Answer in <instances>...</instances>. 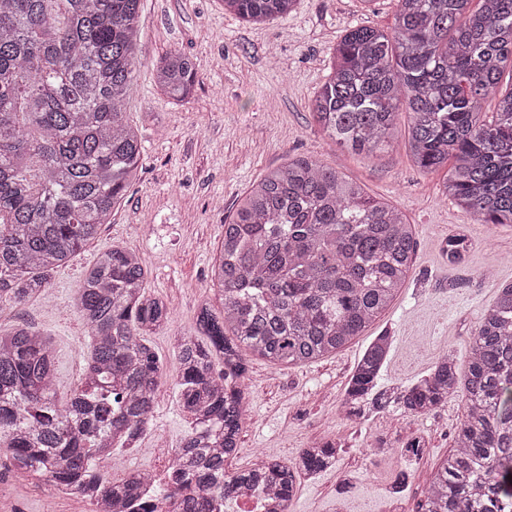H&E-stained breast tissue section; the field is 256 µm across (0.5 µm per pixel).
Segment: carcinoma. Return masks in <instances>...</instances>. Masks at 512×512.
<instances>
[{
  "label": "carcinoma",
  "instance_id": "cac0c4a2",
  "mask_svg": "<svg viewBox=\"0 0 512 512\" xmlns=\"http://www.w3.org/2000/svg\"><path fill=\"white\" fill-rule=\"evenodd\" d=\"M252 23L295 10L298 0H222ZM394 24L358 25L334 48L309 109L342 147L373 152L400 111L412 155L447 169L444 193L484 224H512V0H395ZM140 0H0V311L37 297L50 271L96 239L121 204L143 147L126 120L136 73ZM197 65L170 51L154 79L188 100ZM496 96L494 112L482 103ZM448 237V262L465 258ZM413 225L336 169L299 156L267 171L224 225L212 272L219 309L205 302L198 333L177 340L179 400L192 427L161 493L168 512H214L220 501L265 487L269 512H288L297 476L336 461L333 442L301 451L289 466L265 459L229 473L248 395L246 356L304 365L349 344L394 301L414 263ZM147 272L114 245L80 280L75 304L89 357L59 404L50 339L29 326L0 332V448L12 467L48 475L80 495L112 499V512H154L146 475L109 482L115 435L139 438L151 421L162 363L148 336L170 320L145 292ZM393 337L363 351L341 405L348 416L394 409L420 416L460 391L465 416L455 448L437 466L420 512H504L512 499V283L498 288L470 337L469 362L443 353L410 386L379 383ZM224 369L215 370V359ZM193 485L218 497L189 493Z\"/></svg>",
  "mask_w": 512,
  "mask_h": 512
}]
</instances>
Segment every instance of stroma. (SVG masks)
I'll list each match as a JSON object with an SVG mask.
<instances>
[{
    "mask_svg": "<svg viewBox=\"0 0 512 512\" xmlns=\"http://www.w3.org/2000/svg\"><path fill=\"white\" fill-rule=\"evenodd\" d=\"M394 11V0H377L371 12L360 0H298L288 16L249 24L221 0H141L140 66L127 105L144 147L139 177L98 238L51 273L45 292L0 311L1 329L26 325L51 338L57 398L66 402L89 352L76 285L112 244L139 255L147 291L165 301L171 320L149 338L163 363L162 386L133 465L150 467L157 449L177 447L190 430L179 404L174 340L194 331L202 302L214 297L210 267L225 221L262 174L311 155L407 216L415 231L414 266L382 317L335 355L295 367L248 359L242 383L249 409L241 449L227 466L244 470L261 456L296 461L316 433L342 440L343 447L333 466L298 480L290 512H336L342 499L364 504V512H390L397 503L402 512H416L422 485L454 445L464 415L460 396L424 416L380 412L355 420L340 411L344 390L363 349L384 330L394 338L386 384L410 385L444 347L466 367L480 315L498 286L512 282V226L478 223L443 195L445 171H425L411 156L408 113L397 116L388 145L370 155L336 146L315 123L308 102L328 73L330 49L355 23L390 27ZM172 50L199 66L201 81L186 103L169 98L154 80V63ZM458 234L470 251L452 266L445 249ZM417 436L425 446L419 456L406 449ZM380 438L396 455L384 477L366 459ZM8 455L0 450V512H43L38 482L11 472Z\"/></svg>",
    "mask_w": 512,
    "mask_h": 512,
    "instance_id": "1",
    "label": "stroma"
}]
</instances>
